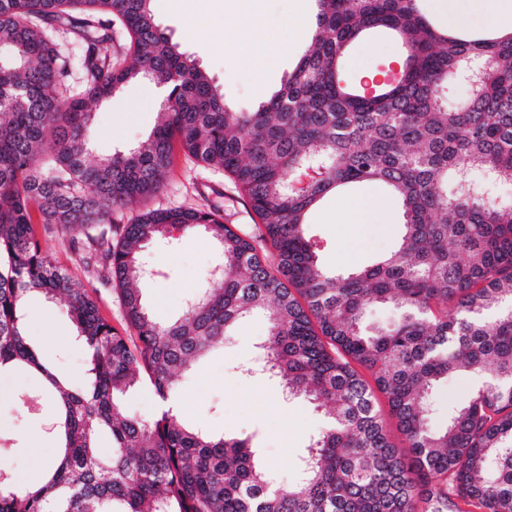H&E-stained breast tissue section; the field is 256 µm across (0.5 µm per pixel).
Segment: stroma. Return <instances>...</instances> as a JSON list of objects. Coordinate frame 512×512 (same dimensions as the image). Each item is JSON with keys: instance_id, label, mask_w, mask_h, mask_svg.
<instances>
[{"instance_id": "obj_1", "label": "stroma", "mask_w": 512, "mask_h": 512, "mask_svg": "<svg viewBox=\"0 0 512 512\" xmlns=\"http://www.w3.org/2000/svg\"><path fill=\"white\" fill-rule=\"evenodd\" d=\"M160 27L178 44L181 52L195 59L224 94L225 103L236 109H251L278 89L304 50L303 44L288 42L287 30H280L284 45L280 53L248 66L230 63L222 44L236 25L226 13L222 0H161L154 9ZM403 54L401 44L391 36L375 32L350 49L345 73L362 81L394 65ZM147 82L134 80L112 98L93 105L91 159L125 150L140 142L152 129L159 109L158 98L149 94ZM356 195L374 194L386 218L371 214L368 223H347L343 200L324 202L311 216V231L326 247L320 260L339 273L372 264L395 248L398 203L381 187L363 185ZM220 206L225 223L241 230L256 229L257 218L248 199L224 175L175 151L164 190L141 201L139 210L165 208L207 210ZM42 245L51 258L69 273L90 284L101 314L115 328L125 325L121 298L111 281L100 273L87 272L83 262L84 235L51 224L41 233ZM218 257L213 242L203 235H191L177 246L149 245L144 259L158 267L160 276L144 290L146 300L160 320L181 315L186 300L204 286ZM26 334L30 343L48 362L74 384H81L85 372L84 350L64 308L42 297H33L27 307ZM268 326L255 315L238 322L224 341L223 350L202 359L196 368L178 380L176 395L181 402L179 417L215 434H230L250 440L271 464L279 482L295 477L297 456L309 434L323 424V412L306 400L286 399L275 382L245 376L241 368L265 342ZM36 377L24 371L0 375V457L8 464L12 483H33L40 479L44 460L53 457L56 440L51 433L56 405L45 400L38 410L20 411L22 395L39 390Z\"/></svg>"}]
</instances>
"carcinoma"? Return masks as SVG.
I'll return each mask as SVG.
<instances>
[{
    "mask_svg": "<svg viewBox=\"0 0 512 512\" xmlns=\"http://www.w3.org/2000/svg\"><path fill=\"white\" fill-rule=\"evenodd\" d=\"M151 2L0 0V368L42 380L20 404L30 411L53 398L59 441L40 481H0V512H461V502L512 512V194L501 192L512 186V34L450 33L426 0H317L296 64L244 112L171 42ZM114 20L129 38L128 65L112 62ZM60 28L84 46L79 91L54 38ZM375 30L405 54L398 76L369 93L343 62ZM469 60L490 63L491 76L453 99L448 83ZM138 78L166 91L156 126L138 146L88 160L91 105ZM176 143L233 180L256 233L224 223L217 208H170L133 213L112 242L100 225L163 189ZM359 184L398 202V242L340 274L320 265L309 217ZM46 224L85 228L83 261L119 288L126 331L42 251ZM197 232L219 247L223 270L209 273L219 287L198 289L161 323L143 299L158 276L143 248ZM35 294L60 300L75 324L86 385L70 386L28 342ZM374 306L394 318L368 333ZM255 312L270 338L243 373L279 381L327 417L288 484L246 439L123 408L145 385L169 399L178 375ZM462 375L473 388L437 421L442 387ZM379 393L405 451L389 437Z\"/></svg>",
    "mask_w": 512,
    "mask_h": 512,
    "instance_id": "carcinoma-1",
    "label": "carcinoma"
}]
</instances>
